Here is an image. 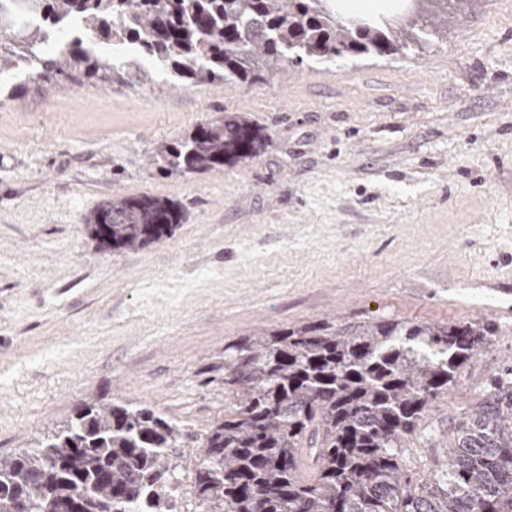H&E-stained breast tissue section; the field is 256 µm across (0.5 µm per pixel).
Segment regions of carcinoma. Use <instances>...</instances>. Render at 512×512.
Wrapping results in <instances>:
<instances>
[{"mask_svg": "<svg viewBox=\"0 0 512 512\" xmlns=\"http://www.w3.org/2000/svg\"><path fill=\"white\" fill-rule=\"evenodd\" d=\"M423 0L400 24H352L326 0H0V83L39 58L41 78L118 72L105 43L196 82L253 84L310 59L390 56L448 37V4ZM27 15L39 25L24 22ZM263 135L225 116L168 150L171 168L199 173L255 156ZM172 200L102 202L89 234L107 249L145 247L183 222ZM491 346L476 323L379 320L303 324L224 348L231 406L206 433L194 488L200 512H512V367L448 439L428 481L404 473L405 437L463 367ZM185 430L146 407L87 403L37 450L0 458V512H169L167 473Z\"/></svg>", "mask_w": 512, "mask_h": 512, "instance_id": "1", "label": "carcinoma"}]
</instances>
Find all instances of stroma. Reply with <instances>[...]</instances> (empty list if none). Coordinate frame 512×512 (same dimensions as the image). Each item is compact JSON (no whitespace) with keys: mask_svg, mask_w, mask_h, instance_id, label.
<instances>
[{"mask_svg":"<svg viewBox=\"0 0 512 512\" xmlns=\"http://www.w3.org/2000/svg\"><path fill=\"white\" fill-rule=\"evenodd\" d=\"M0 93V457L93 401L189 436L168 484L196 512L202 439L224 416V348L298 324L490 326L492 345L405 441L413 480L512 365V0H466L446 39L309 60L254 84L20 78ZM231 112L253 158L171 169L167 148ZM175 201L184 221L101 248L90 212Z\"/></svg>","mask_w":512,"mask_h":512,"instance_id":"stroma-1","label":"stroma"}]
</instances>
